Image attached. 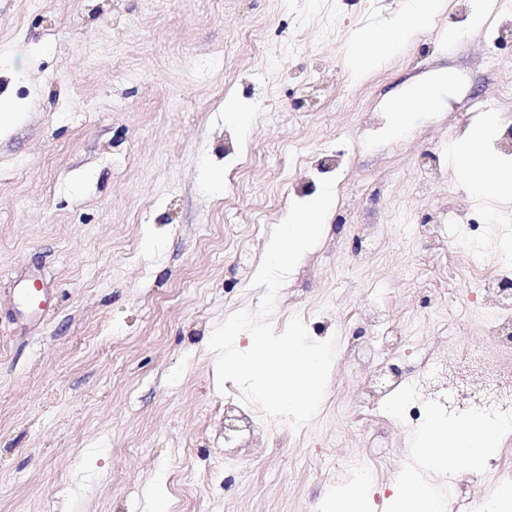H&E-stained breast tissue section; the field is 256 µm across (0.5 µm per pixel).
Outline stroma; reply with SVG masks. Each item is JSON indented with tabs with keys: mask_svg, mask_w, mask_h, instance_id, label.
Wrapping results in <instances>:
<instances>
[{
	"mask_svg": "<svg viewBox=\"0 0 512 512\" xmlns=\"http://www.w3.org/2000/svg\"><path fill=\"white\" fill-rule=\"evenodd\" d=\"M403 0H0V94L28 103L0 135V512H326L345 485L315 464L361 455L375 504L412 463L415 428L368 411L360 380L374 329L353 315L381 305L406 375L434 335L448 294L455 342L482 338L484 313L443 255L395 223L420 224L457 198L504 206L457 172L454 148L481 124L512 73L495 28L512 0H442L372 70L348 51ZM487 17L472 27L479 12ZM451 82L408 133L386 139L388 103L438 72ZM253 115L225 124L224 104ZM439 159L444 177L420 190ZM219 173L205 181L204 170ZM335 178L318 244L280 289L270 318L336 338L316 419L264 423L249 436L224 419L239 402L218 384L215 325L262 295L254 272L292 202ZM497 468L439 485L486 502Z\"/></svg>",
	"mask_w": 512,
	"mask_h": 512,
	"instance_id": "obj_1",
	"label": "stroma"
}]
</instances>
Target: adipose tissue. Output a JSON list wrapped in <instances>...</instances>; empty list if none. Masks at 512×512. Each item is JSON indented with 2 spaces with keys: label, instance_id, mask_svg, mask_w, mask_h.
<instances>
[{
  "label": "adipose tissue",
  "instance_id": "1",
  "mask_svg": "<svg viewBox=\"0 0 512 512\" xmlns=\"http://www.w3.org/2000/svg\"><path fill=\"white\" fill-rule=\"evenodd\" d=\"M438 4L439 0H407L401 16L384 27L362 34L350 51L354 69L368 68L377 58L407 42L416 28L429 23ZM441 86V80L430 79L399 91L388 104L392 114L388 136L395 137L409 129L419 108H432ZM497 122V114L491 113L481 125L469 130L460 141L455 163L473 192L510 199L512 165L501 162L484 149L485 137ZM511 430L479 414L458 421H446L440 415H433L414 438L416 463L401 474L384 504L385 512H443L433 483L444 477L451 467L470 470L480 467L497 447L501 436Z\"/></svg>",
  "mask_w": 512,
  "mask_h": 512
}]
</instances>
